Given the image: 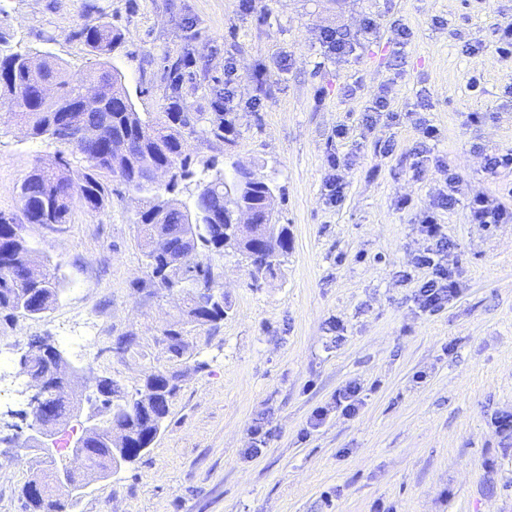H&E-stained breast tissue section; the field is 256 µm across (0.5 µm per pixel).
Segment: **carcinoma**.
I'll list each match as a JSON object with an SVG mask.
<instances>
[{
  "mask_svg": "<svg viewBox=\"0 0 512 512\" xmlns=\"http://www.w3.org/2000/svg\"><path fill=\"white\" fill-rule=\"evenodd\" d=\"M77 36L92 49L102 62L93 71L71 73L41 54L14 52L0 33V103H5L27 128L33 138L48 139L70 149L86 163L74 173L70 159L60 156L55 168L38 166L20 185V198L31 224H68L75 204L103 212L112 206V196L120 191L112 188L117 181L127 192L139 196V209L134 224L142 239V253L150 281L171 291L184 294L187 302L185 324L196 328L224 320L228 305L217 295L219 274L212 264L213 256L231 251L251 258L255 240L266 238V253L252 258L251 275L255 280L273 277L280 258L288 252V229L282 225L277 234L264 236L258 225L232 224L224 216V169L214 159L194 168L188 153V140H226L234 132L233 118L227 112H159L147 115L135 110L118 72L108 69L104 59L112 52L117 34L112 23L100 21L77 31ZM38 82L52 83L59 91L57 98L36 106L28 100L30 87ZM98 84L103 89L99 106L78 112L76 107L82 88ZM96 129L99 136L83 139L80 132ZM169 161L176 169L174 182L164 187L141 184L144 172L152 165ZM234 173L250 177L249 188L238 202L260 210L273 183L253 170L235 167ZM195 179L207 188L191 193L186 204L177 198L180 183ZM178 235L181 247L197 256L195 266L180 274L169 275L167 267L168 238ZM33 250L16 232L13 222L0 216V267L11 268L0 275V311L11 316H41L55 308L61 292V281L55 270L32 259ZM39 270L40 278L31 279L23 272L27 265ZM187 330L170 328L164 332L168 359L183 357ZM112 405L98 409L100 426L90 438L87 449V477L75 480L56 498V512H66L87 485L86 478H104L114 467L105 458L104 450L115 445L121 448L124 462L131 463L147 451L159 434L169 413L171 400L179 387L176 376L154 370L145 378L143 389L129 394L110 379Z\"/></svg>",
  "mask_w": 512,
  "mask_h": 512,
  "instance_id": "obj_1",
  "label": "carcinoma"
}]
</instances>
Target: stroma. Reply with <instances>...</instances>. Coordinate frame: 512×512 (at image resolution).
Listing matches in <instances>:
<instances>
[{
	"label": "stroma",
	"mask_w": 512,
	"mask_h": 512,
	"mask_svg": "<svg viewBox=\"0 0 512 512\" xmlns=\"http://www.w3.org/2000/svg\"><path fill=\"white\" fill-rule=\"evenodd\" d=\"M101 16L119 34L110 66L140 112L215 111L234 58V140L191 150L270 179L291 244L259 282L241 256L215 257L231 309L168 360L161 339L186 303L145 284L137 198L103 213L74 206L60 231L27 223L19 187L59 148L0 110V214L22 225L62 288L42 316L0 311V343L12 344L0 377V512H27L23 485L50 469L10 442L31 393L18 360L34 339L59 341L88 319L95 361L64 353L80 371L74 391L109 377L133 394L156 369L177 373L179 391L149 450L91 482L74 512H512V433L499 427L512 417V219L488 228L467 209L485 195L512 212V172L495 184L481 173L485 156L512 151V58L495 43L512 0H256L248 16L239 0H0V33L79 72L96 57L77 32ZM328 30L354 38V51L327 53ZM380 94L400 121L366 126ZM421 123L435 140L420 141ZM336 155L349 160L348 188L332 206L324 185ZM451 167L460 185L448 211L437 198ZM430 211L460 285L434 315L415 300L427 273L411 265ZM120 336L135 349L114 352ZM351 383L362 402L345 416L334 402ZM320 407L328 418L308 431Z\"/></svg>",
	"instance_id": "obj_1"
}]
</instances>
